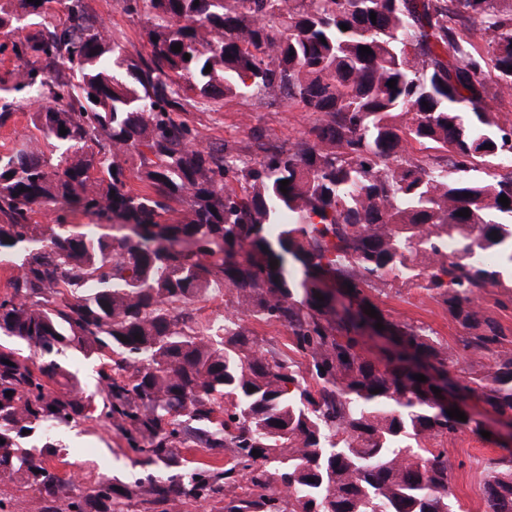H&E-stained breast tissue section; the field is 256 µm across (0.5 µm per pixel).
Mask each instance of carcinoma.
<instances>
[{
	"mask_svg": "<svg viewBox=\"0 0 512 512\" xmlns=\"http://www.w3.org/2000/svg\"><path fill=\"white\" fill-rule=\"evenodd\" d=\"M122 3L147 22L133 54L87 0H0V29L18 33L0 44L18 62L0 75V125L8 93H24L54 149L0 153L12 270L0 481L29 492L34 512H125L136 498L144 512L186 499L222 512H458L443 442L482 426L439 412L431 387L512 418V340L481 304L512 267V172L472 176L512 157L499 109L512 97V0ZM247 93L319 119L244 161L181 117ZM75 212L99 231L69 222ZM184 240L195 250L158 247ZM490 251L502 265L480 259ZM313 269L380 318L379 288L425 290L465 331L466 375H451L457 354L423 326L390 323L397 347L374 352L363 318L336 314ZM213 286L230 306L201 326L190 307ZM250 321L285 327L287 351L258 347ZM74 353L97 366L92 392L69 370ZM90 420L124 432L142 465L168 468L189 443L231 463L78 486L45 428ZM484 471V512H512V455Z\"/></svg>",
	"mask_w": 512,
	"mask_h": 512,
	"instance_id": "obj_1",
	"label": "carcinoma"
}]
</instances>
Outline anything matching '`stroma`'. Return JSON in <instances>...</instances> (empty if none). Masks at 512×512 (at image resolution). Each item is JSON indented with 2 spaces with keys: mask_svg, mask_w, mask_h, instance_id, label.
<instances>
[{
  "mask_svg": "<svg viewBox=\"0 0 512 512\" xmlns=\"http://www.w3.org/2000/svg\"><path fill=\"white\" fill-rule=\"evenodd\" d=\"M95 15L112 38L128 51L140 49L145 40V19L124 9L117 0H89ZM186 119L202 140L229 142L241 147L247 160L260 159L262 147L281 146L305 136L316 120L315 114L284 101L266 103L248 95L227 96L216 101L211 110L188 108ZM377 303L390 320L431 328L450 348H457L462 329L425 291L416 288H382ZM63 437L77 465L74 477L92 484L100 474L112 476L115 483L130 484L145 477L147 467L136 464V454L123 432L93 421L64 431ZM496 439H482L463 431L448 442V460L452 466L451 491L460 512H483L479 483L484 462L504 456Z\"/></svg>",
  "mask_w": 512,
  "mask_h": 512,
  "instance_id": "35a3bbf8",
  "label": "stroma"
}]
</instances>
